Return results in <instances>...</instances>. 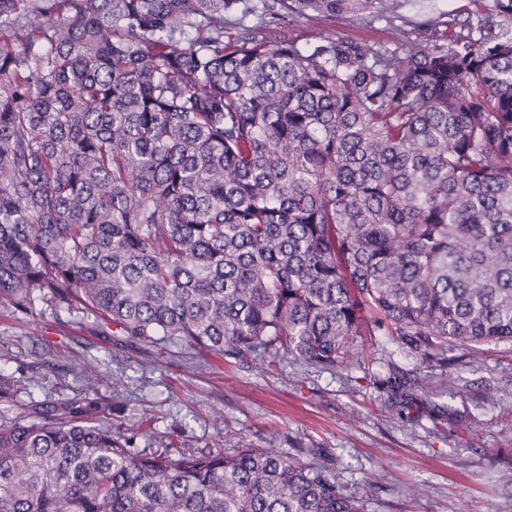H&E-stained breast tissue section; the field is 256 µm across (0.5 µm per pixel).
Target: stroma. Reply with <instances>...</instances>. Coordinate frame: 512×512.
Returning <instances> with one entry per match:
<instances>
[{
  "instance_id": "stroma-1",
  "label": "stroma",
  "mask_w": 512,
  "mask_h": 512,
  "mask_svg": "<svg viewBox=\"0 0 512 512\" xmlns=\"http://www.w3.org/2000/svg\"><path fill=\"white\" fill-rule=\"evenodd\" d=\"M487 0H402L375 12L280 22L234 14L225 31L256 28L303 47L321 38L395 48L402 37L437 40L440 22H478ZM355 357L327 370L292 360L277 369L186 345L133 344L94 315L59 321L38 311L15 319L0 308V367L28 377L19 405L80 397L85 377L111 403V419L139 447L167 437L194 454L238 448L309 449V462L363 503V512H512V344L448 353L438 369L406 356L389 336H360ZM429 377L416 405L394 407L384 382ZM451 405L432 420L427 410Z\"/></svg>"
}]
</instances>
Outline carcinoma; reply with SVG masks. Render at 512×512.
Here are the masks:
<instances>
[{"label":"carcinoma","mask_w":512,"mask_h":512,"mask_svg":"<svg viewBox=\"0 0 512 512\" xmlns=\"http://www.w3.org/2000/svg\"><path fill=\"white\" fill-rule=\"evenodd\" d=\"M398 0H262L336 17ZM250 0H0V306L137 344L333 368L356 337L512 342V0L383 53ZM28 380L0 371V405ZM84 395L0 416V512H360L292 452L196 455Z\"/></svg>","instance_id":"cac0c4a2"}]
</instances>
